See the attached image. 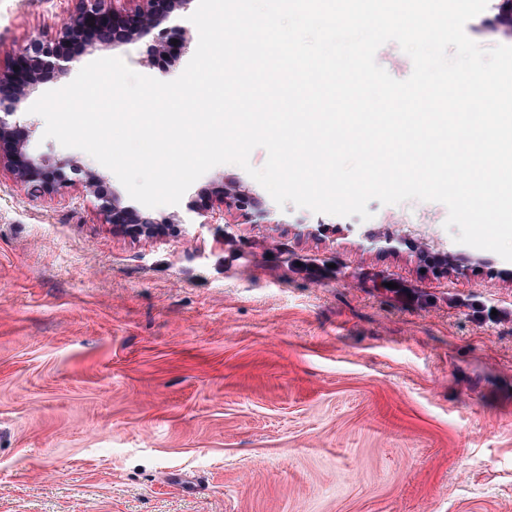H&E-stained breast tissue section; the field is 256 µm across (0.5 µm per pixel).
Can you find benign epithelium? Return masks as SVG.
<instances>
[{
	"mask_svg": "<svg viewBox=\"0 0 512 512\" xmlns=\"http://www.w3.org/2000/svg\"><path fill=\"white\" fill-rule=\"evenodd\" d=\"M195 0H112L107 9L101 0H80L75 12L66 18L50 38L29 40L14 53L7 69H0V165H5L14 179L37 194L59 192L79 182L98 203V210L108 224L119 225L134 236L155 238L165 234L170 224L208 223L213 205L230 201L238 208L250 203V196L239 185L216 183L188 204L182 213L160 218L123 203L121 197L106 187L98 171L65 158L50 162L28 151L29 128L20 120L22 107L39 87L66 76L80 55L88 50L117 44H135L159 30L150 45V64L160 77L170 73L171 63L187 50L188 17ZM176 19L175 35L160 29Z\"/></svg>",
	"mask_w": 512,
	"mask_h": 512,
	"instance_id": "7a95c632",
	"label": "benign epithelium"
}]
</instances>
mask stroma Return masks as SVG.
<instances>
[{
	"instance_id": "35a3bbf8",
	"label": "stroma",
	"mask_w": 512,
	"mask_h": 512,
	"mask_svg": "<svg viewBox=\"0 0 512 512\" xmlns=\"http://www.w3.org/2000/svg\"><path fill=\"white\" fill-rule=\"evenodd\" d=\"M76 5L0 0V65ZM149 45L79 63L150 76ZM21 119L33 155L98 168ZM247 170L184 198L236 179L271 204ZM418 208L135 238L1 168L0 512H512V262Z\"/></svg>"
}]
</instances>
